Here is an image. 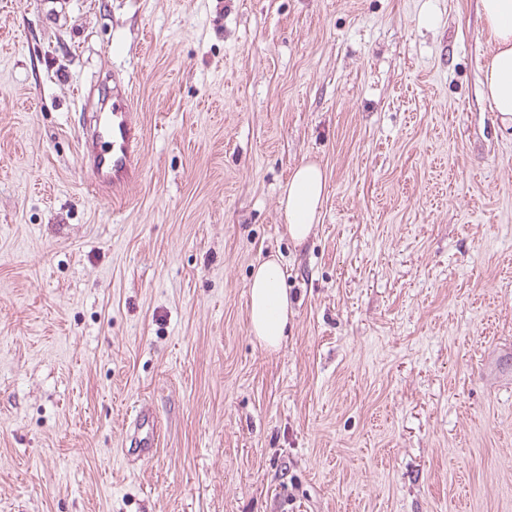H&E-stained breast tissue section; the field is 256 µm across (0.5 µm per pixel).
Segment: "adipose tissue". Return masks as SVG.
Returning a JSON list of instances; mask_svg holds the SVG:
<instances>
[{
	"label": "adipose tissue",
	"instance_id": "obj_1",
	"mask_svg": "<svg viewBox=\"0 0 512 512\" xmlns=\"http://www.w3.org/2000/svg\"><path fill=\"white\" fill-rule=\"evenodd\" d=\"M493 49L484 67L483 86L496 112L512 120V0H480ZM326 176L314 162L297 166L284 189L281 205L288 234L303 244L318 224ZM249 323L253 336L269 348L279 347L288 329L289 299L277 258L261 262L249 282Z\"/></svg>",
	"mask_w": 512,
	"mask_h": 512
}]
</instances>
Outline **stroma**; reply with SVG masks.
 Listing matches in <instances>:
<instances>
[{
  "instance_id": "stroma-1",
  "label": "stroma",
  "mask_w": 512,
  "mask_h": 512,
  "mask_svg": "<svg viewBox=\"0 0 512 512\" xmlns=\"http://www.w3.org/2000/svg\"><path fill=\"white\" fill-rule=\"evenodd\" d=\"M59 3L0 0V512H512V122L480 0ZM116 69L142 138L118 200L81 145ZM271 254L276 349L248 321ZM141 409L157 451L122 457ZM326 176L314 162L297 166L284 188L281 205L287 219L288 234L303 244L318 224L324 199ZM248 288L252 335L266 347H279L288 329L289 299L284 272L276 257L256 266Z\"/></svg>"
}]
</instances>
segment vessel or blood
Instances as JSON below:
<instances>
[{
  "mask_svg": "<svg viewBox=\"0 0 512 512\" xmlns=\"http://www.w3.org/2000/svg\"><path fill=\"white\" fill-rule=\"evenodd\" d=\"M132 91L121 79H114L106 107L92 112L84 133V161L93 175L96 189L120 192L139 174L140 134L131 119ZM136 432L131 445L142 457H150L159 443L153 418L136 415Z\"/></svg>",
  "mask_w": 512,
  "mask_h": 512,
  "instance_id": "obj_1",
  "label": "vessel or blood"
}]
</instances>
